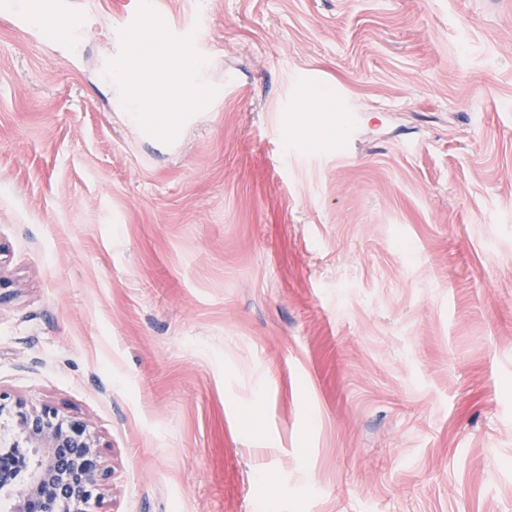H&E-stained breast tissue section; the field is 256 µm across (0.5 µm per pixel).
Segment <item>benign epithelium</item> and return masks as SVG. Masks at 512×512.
<instances>
[{
	"label": "benign epithelium",
	"mask_w": 512,
	"mask_h": 512,
	"mask_svg": "<svg viewBox=\"0 0 512 512\" xmlns=\"http://www.w3.org/2000/svg\"><path fill=\"white\" fill-rule=\"evenodd\" d=\"M107 475L89 422L0 394V512H94Z\"/></svg>",
	"instance_id": "obj_1"
}]
</instances>
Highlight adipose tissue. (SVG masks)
Instances as JSON below:
<instances>
[{
    "mask_svg": "<svg viewBox=\"0 0 512 512\" xmlns=\"http://www.w3.org/2000/svg\"><path fill=\"white\" fill-rule=\"evenodd\" d=\"M200 74L183 68L175 49L165 40L146 36L134 41L127 53H114L112 85L119 99L127 86L139 94L132 100V121L155 134L178 133L186 118L184 94Z\"/></svg>",
    "mask_w": 512,
    "mask_h": 512,
    "instance_id": "obj_1",
    "label": "adipose tissue"
}]
</instances>
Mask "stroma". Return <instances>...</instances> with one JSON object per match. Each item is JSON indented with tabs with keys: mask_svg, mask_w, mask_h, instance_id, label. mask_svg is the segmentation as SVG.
I'll return each mask as SVG.
<instances>
[{
	"mask_svg": "<svg viewBox=\"0 0 512 512\" xmlns=\"http://www.w3.org/2000/svg\"><path fill=\"white\" fill-rule=\"evenodd\" d=\"M155 6L208 21L172 143L121 0L0 13V393L91 423L97 512H512V0ZM11 15L19 22L23 32L35 31L42 37L62 41L69 37L72 27L58 29L49 20L60 13V2L56 0H12ZM202 70L183 68L169 43L149 35L134 41L126 54L114 52L112 85L120 100L137 97L128 114L144 131L177 134L190 113L183 108L185 89L196 83ZM127 84L131 86L126 94Z\"/></svg>",
	"mask_w": 512,
	"mask_h": 512,
	"instance_id": "obj_1",
	"label": "stroma"
}]
</instances>
